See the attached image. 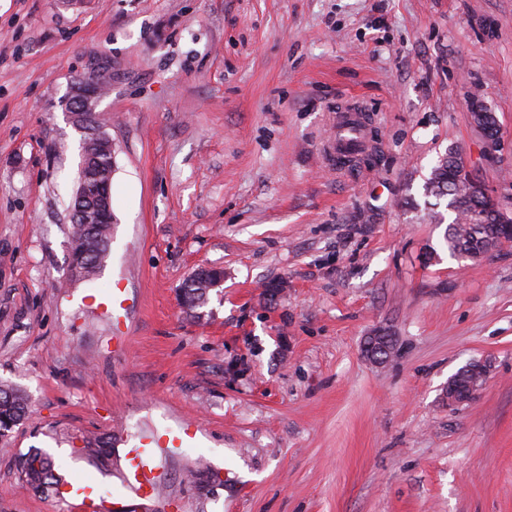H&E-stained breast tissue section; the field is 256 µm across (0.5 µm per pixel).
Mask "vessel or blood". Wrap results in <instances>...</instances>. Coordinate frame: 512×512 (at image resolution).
<instances>
[{
	"mask_svg": "<svg viewBox=\"0 0 512 512\" xmlns=\"http://www.w3.org/2000/svg\"><path fill=\"white\" fill-rule=\"evenodd\" d=\"M363 129L358 116V106L347 103L336 113L335 131L328 147V161L331 165H340L348 155L364 147ZM191 427H181L179 434L171 431L151 429L139 435L136 444L128 448L123 469V486L133 498L141 501L156 499L167 480V473L158 465L159 457L165 456L169 449L180 447L183 438L194 437ZM66 499L73 512H94L97 490L92 483L81 482L66 487Z\"/></svg>",
	"mask_w": 512,
	"mask_h": 512,
	"instance_id": "vessel-or-blood-1",
	"label": "vessel or blood"
}]
</instances>
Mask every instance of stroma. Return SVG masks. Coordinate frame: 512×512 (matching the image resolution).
Listing matches in <instances>:
<instances>
[{
    "instance_id": "35a3bbf8",
    "label": "stroma",
    "mask_w": 512,
    "mask_h": 512,
    "mask_svg": "<svg viewBox=\"0 0 512 512\" xmlns=\"http://www.w3.org/2000/svg\"><path fill=\"white\" fill-rule=\"evenodd\" d=\"M105 61L112 254L69 284L64 99ZM348 101L369 147L342 172L323 146ZM451 149L512 199V0H0V383L28 406L0 434V512H69L23 485L35 449L130 500L126 448L184 421L151 512H512V244L449 256L423 185ZM204 267L224 281L186 313ZM380 330L384 366L362 351ZM477 361L481 395L449 405Z\"/></svg>"
}]
</instances>
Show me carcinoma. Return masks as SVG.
<instances>
[{
	"instance_id": "cac0c4a2",
	"label": "carcinoma",
	"mask_w": 512,
	"mask_h": 512,
	"mask_svg": "<svg viewBox=\"0 0 512 512\" xmlns=\"http://www.w3.org/2000/svg\"><path fill=\"white\" fill-rule=\"evenodd\" d=\"M462 158L448 151L426 179L423 189L427 196L448 198V207L455 218L448 225L443 241L451 257L464 259V254L481 250L492 242L500 241L504 230L497 225L494 211L486 199L469 192V187H456ZM112 233L109 224L72 225L71 244L74 252V281H90L106 266L111 252ZM209 288L187 284L181 288L184 304L191 310L206 304ZM26 398L17 389L0 385V429L9 430L25 416ZM23 480L34 491L62 485L61 478L51 460L31 453L22 458Z\"/></svg>"
}]
</instances>
